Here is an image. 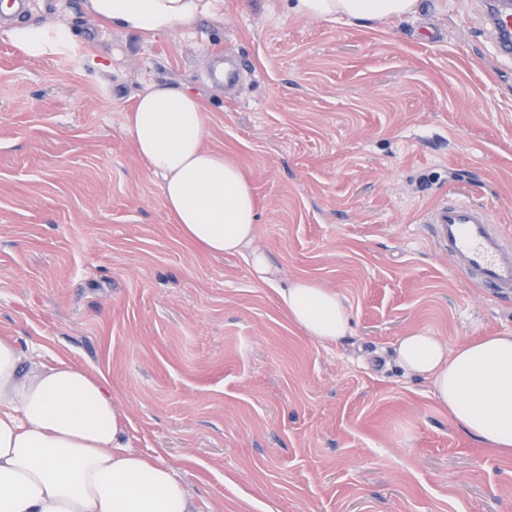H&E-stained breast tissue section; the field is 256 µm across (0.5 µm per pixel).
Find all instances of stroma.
I'll return each mask as SVG.
<instances>
[{"label": "stroma", "mask_w": 512, "mask_h": 512, "mask_svg": "<svg viewBox=\"0 0 512 512\" xmlns=\"http://www.w3.org/2000/svg\"><path fill=\"white\" fill-rule=\"evenodd\" d=\"M82 0H29L88 54L23 57L0 28V338L24 361L104 375L133 451L176 469L207 512H512V458L483 448L429 380L393 359L512 333V297L452 270L423 222L455 195L512 233V61L470 0H419L364 28L291 0H224L146 37ZM245 70L214 81L216 59ZM200 94L211 149L258 205L282 283L338 292L351 330L314 343L242 257L184 240L126 114L145 84Z\"/></svg>", "instance_id": "35a3bbf8"}]
</instances>
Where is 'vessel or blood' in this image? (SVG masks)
Listing matches in <instances>:
<instances>
[{
    "instance_id": "b4317fda",
    "label": "vessel or blood",
    "mask_w": 512,
    "mask_h": 512,
    "mask_svg": "<svg viewBox=\"0 0 512 512\" xmlns=\"http://www.w3.org/2000/svg\"><path fill=\"white\" fill-rule=\"evenodd\" d=\"M488 10L492 44L511 58L512 8L491 0ZM424 222L457 275L498 296H512V233L496 224L487 208L451 195L427 210Z\"/></svg>"
}]
</instances>
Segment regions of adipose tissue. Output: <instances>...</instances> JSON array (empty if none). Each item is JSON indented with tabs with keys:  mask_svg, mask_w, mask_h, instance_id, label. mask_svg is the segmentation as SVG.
Returning <instances> with one entry per match:
<instances>
[{
	"mask_svg": "<svg viewBox=\"0 0 512 512\" xmlns=\"http://www.w3.org/2000/svg\"><path fill=\"white\" fill-rule=\"evenodd\" d=\"M418 0H294L295 13L373 27L413 16ZM108 28L155 36L197 17L221 18L224 0H84ZM7 37L24 57L81 53L65 24L18 22ZM199 95L148 83L127 115L134 149L160 177L168 214L203 253L242 256L253 278L272 287L289 318L314 342L345 337L351 314L336 291L299 279L280 284L257 242V204L240 166L206 147ZM397 363L431 381L439 405L468 436L512 457V335L448 348L418 331L400 337ZM129 416L105 377L63 359L24 367L14 342L0 339V512H203L174 468L130 450Z\"/></svg>",
	"mask_w": 512,
	"mask_h": 512,
	"instance_id": "obj_1",
	"label": "adipose tissue"
}]
</instances>
